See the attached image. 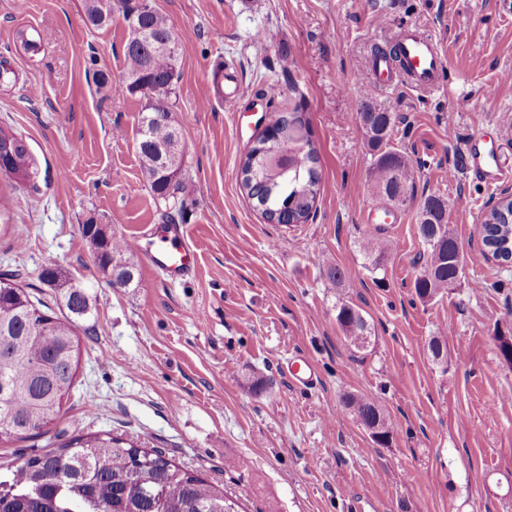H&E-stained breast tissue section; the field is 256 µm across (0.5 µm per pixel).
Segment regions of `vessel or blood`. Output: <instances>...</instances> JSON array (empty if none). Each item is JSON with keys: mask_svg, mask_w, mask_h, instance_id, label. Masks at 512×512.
I'll return each mask as SVG.
<instances>
[{"mask_svg": "<svg viewBox=\"0 0 512 512\" xmlns=\"http://www.w3.org/2000/svg\"><path fill=\"white\" fill-rule=\"evenodd\" d=\"M387 38L397 46L401 61L396 64L385 57H375L372 70L376 79L391 77L400 70L416 86L435 87L447 66V58L436 43L402 27L391 30ZM145 256L150 265L163 270L174 281L190 277L197 267L195 242L182 224L152 226ZM289 380L294 387L303 389L313 387L317 378L311 364L304 360L291 364Z\"/></svg>", "mask_w": 512, "mask_h": 512, "instance_id": "b4317fda", "label": "vessel or blood"}]
</instances>
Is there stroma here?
<instances>
[{
    "mask_svg": "<svg viewBox=\"0 0 512 512\" xmlns=\"http://www.w3.org/2000/svg\"><path fill=\"white\" fill-rule=\"evenodd\" d=\"M180 41L178 121L191 131L184 213L155 199L135 148L144 101L122 83L130 29L85 26L84 0H0V53L20 83L0 92V128L25 137L38 195L0 174L11 202L0 224V273L52 308L39 272L61 268L85 288L71 395L48 436L0 441V470L49 436L109 432L161 450L238 501L243 512H512V270L480 257L481 218L512 194V9L502 0H148ZM431 38L448 67L435 89L367 92L385 34ZM50 32L37 55L20 29ZM109 77L97 87L94 70ZM276 85L280 94L268 100ZM392 113V143L414 165L416 199L371 214L375 155L357 118L363 99ZM306 112L321 193L305 224H269L239 185L240 161L263 119ZM493 152V185L466 167ZM448 201L466 256L457 288L423 302L417 199ZM146 248L147 225H188L195 275L179 281L139 264V285L115 288L83 237L86 221ZM389 241L380 274L359 251ZM345 273L333 282L327 264ZM356 304L371 336L344 337L336 306ZM443 335L445 362L428 343ZM304 357L317 384L290 385ZM378 404L392 429L372 441L343 404Z\"/></svg>",
    "mask_w": 512,
    "mask_h": 512,
    "instance_id": "obj_1",
    "label": "stroma"
}]
</instances>
